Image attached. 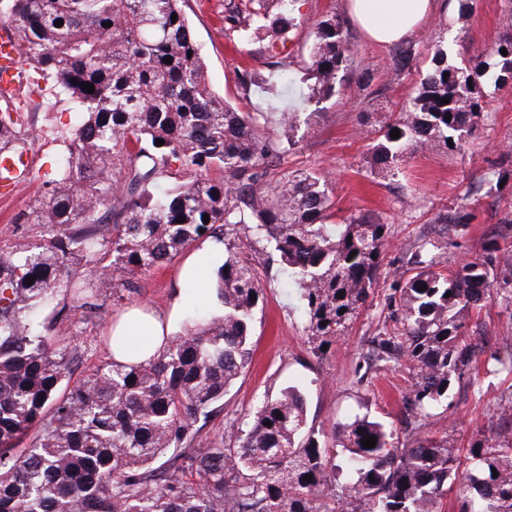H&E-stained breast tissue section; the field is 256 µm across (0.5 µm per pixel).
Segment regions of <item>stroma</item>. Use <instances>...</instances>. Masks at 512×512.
I'll list each match as a JSON object with an SVG mask.
<instances>
[{
	"label": "stroma",
	"mask_w": 512,
	"mask_h": 512,
	"mask_svg": "<svg viewBox=\"0 0 512 512\" xmlns=\"http://www.w3.org/2000/svg\"><path fill=\"white\" fill-rule=\"evenodd\" d=\"M445 2V13L409 38L416 58L412 69L398 78L392 72L395 49L373 44L355 23H348L351 63L346 81L338 95L322 103L319 117L301 125L298 145L279 166L285 175L310 172L326 178L332 223L364 218L388 225L384 265L374 295L336 341L317 354L306 330L298 288L276 260L255 264L263 299L252 325L250 363L225 395L220 410L202 421V436L218 439L234 429H248L266 397L295 386L305 396L308 423L315 429L328 432L335 423L369 415L385 421L396 441L407 442L402 409L409 370L390 368L365 378L360 375L371 364L369 338L384 319L385 296L395 284L394 272L405 266L421 238H441L446 219L455 217L462 198L475 203L476 217L457 228L454 246L437 251L440 268L485 259L491 239L512 231V87L486 86L482 120L462 150L446 155L412 148L403 173L392 179L378 177L370 169L377 108L394 110L415 94L419 76L436 50H446L449 62L460 65L488 52L503 34L512 31V0H477L464 27L457 21L458 0ZM223 4L224 0H207L204 7L193 4L187 10L208 65L209 82L216 93L243 110L263 111L265 93L254 88L241 95L236 75L246 67L270 74L280 59L279 51L264 42L226 40L220 21ZM344 4L345 0H298L290 82L282 92L284 106L302 108L312 31L325 15L344 16ZM364 71L373 76L367 87L357 80ZM77 122V115L64 102L49 100L30 110L29 127L39 135L30 153L33 166L25 177L0 192V249L19 240L40 246L52 237L50 225L24 224L20 218L35 198L47 192L46 182L61 156L54 140L56 131ZM496 170L503 183L492 187L488 181ZM184 260V255H177L142 275L132 293L113 287L111 279L98 281L100 308L95 313L74 308L65 322L52 311L43 313L46 335L73 359L69 383L111 363L106 335L121 312L133 306L170 308L180 288L177 273ZM493 276V297L481 313L472 315L467 334L472 339L512 340V263L498 264ZM511 387L512 376L504 374L487 376L472 387H455L447 404L432 410L426 434L444 435L454 447H467L487 427L498 398Z\"/></svg>",
	"instance_id": "1"
}]
</instances>
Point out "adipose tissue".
<instances>
[{
    "instance_id": "ef3b65f1",
    "label": "adipose tissue",
    "mask_w": 512,
    "mask_h": 512,
    "mask_svg": "<svg viewBox=\"0 0 512 512\" xmlns=\"http://www.w3.org/2000/svg\"><path fill=\"white\" fill-rule=\"evenodd\" d=\"M347 9L367 37L380 45L406 40L429 25L442 9L441 0H346ZM186 294H177L170 309L146 314L132 310L123 314L111 330L119 343L111 349L119 364H134L157 358L181 308L190 304Z\"/></svg>"
}]
</instances>
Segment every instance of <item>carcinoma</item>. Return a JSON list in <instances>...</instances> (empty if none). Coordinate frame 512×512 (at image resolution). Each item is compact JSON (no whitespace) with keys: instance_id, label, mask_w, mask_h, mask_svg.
Segmentation results:
<instances>
[{"instance_id":"obj_1","label":"carcinoma","mask_w":512,"mask_h":512,"mask_svg":"<svg viewBox=\"0 0 512 512\" xmlns=\"http://www.w3.org/2000/svg\"><path fill=\"white\" fill-rule=\"evenodd\" d=\"M186 2L0 0V26L12 31L29 66L30 93L65 100L83 116L76 128L57 132L58 168L47 195L28 209L32 223L51 224L57 234L40 247L18 242L0 251V512H442L455 484L456 512H512V392L467 448L451 446L446 436L416 437L400 448L393 431L367 415L335 424L327 441L308 425L296 387L266 398L249 429L219 442L199 437V417L249 364L262 297L252 263L227 238L242 230L272 244L300 290L306 328L320 351L374 294L388 225L328 223V184L312 173L267 187L274 163L297 144L301 113L284 111L279 99L266 112H241L217 94ZM296 3L226 0L224 36L280 43L277 79H286ZM348 60L343 22L334 15L320 20L304 106L339 93ZM413 60L412 49L399 52L395 75ZM510 74L511 33L491 47L489 59L464 66L436 50L417 93L380 127L371 169L395 177L412 145L455 151L479 125L482 87H497ZM82 82L95 92L82 90ZM265 83L254 70L238 74L246 93ZM278 113L288 131L277 141L267 125ZM37 139L19 105H0V156L27 154ZM158 139L164 144L155 145ZM204 237L224 244L214 284L220 306L193 309L192 326L159 358L112 363L62 387L71 359L41 332L39 318L52 309L66 319V293L86 311L98 308L95 278L80 269L101 276L119 270L114 287L133 291L138 277ZM106 242L110 267L100 257ZM434 248L432 241L415 247L370 340L376 361L412 368L404 417L415 431L455 385L478 380L482 371L512 375L511 343L466 339L472 311L491 299V265L504 249L494 242L485 260L443 272ZM33 430L38 435L24 445ZM366 434L377 438L375 447L362 445ZM336 447L348 472L341 482Z\"/></svg>"}]
</instances>
